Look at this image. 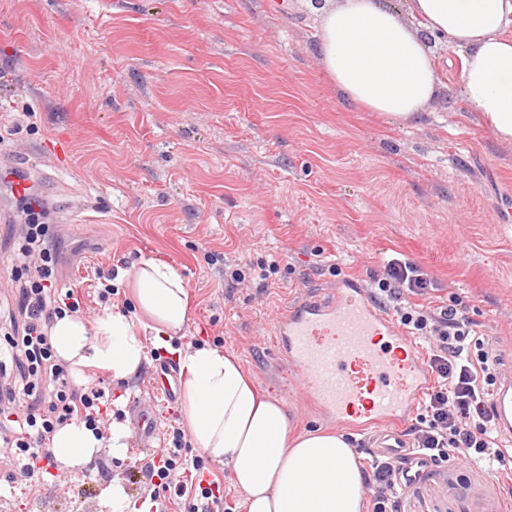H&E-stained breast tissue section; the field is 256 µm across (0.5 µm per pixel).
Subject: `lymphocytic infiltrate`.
<instances>
[{
  "mask_svg": "<svg viewBox=\"0 0 512 512\" xmlns=\"http://www.w3.org/2000/svg\"><path fill=\"white\" fill-rule=\"evenodd\" d=\"M30 220L21 228L8 286L24 316L23 333L0 342V369L14 366L12 379L0 382V416L8 427L0 440L12 450L11 469L27 475L31 488H40L53 461L50 438L55 429L72 421L101 430L112 410L98 384L76 386L53 356L49 329L56 318L81 310L74 290L56 286L59 243L49 225L34 220V205L23 202ZM435 289L433 278L409 258L384 260L374 279L373 299L391 312L408 336L428 348L433 383L420 402V411L407 434L415 454L429 465L454 461L484 464L512 486V452L502 448L490 400L494 385L492 350L475 354L473 322L457 301L426 303ZM171 444L155 451L141 465L146 481L157 482L171 499L189 498L188 512H212L220 500V486L204 479V462L183 461L185 433L170 430ZM401 462L387 455L373 456L365 471L369 512H399Z\"/></svg>",
  "mask_w": 512,
  "mask_h": 512,
  "instance_id": "1",
  "label": "lymphocytic infiltrate"
}]
</instances>
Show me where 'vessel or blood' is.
I'll return each instance as SVG.
<instances>
[{
    "label": "vessel or blood",
    "instance_id": "obj_1",
    "mask_svg": "<svg viewBox=\"0 0 512 512\" xmlns=\"http://www.w3.org/2000/svg\"><path fill=\"white\" fill-rule=\"evenodd\" d=\"M271 330L303 407L341 429H374L378 453L406 458L408 475L421 472L400 429L433 377L420 347L359 279L301 297ZM492 402L499 433H511L512 365L502 372Z\"/></svg>",
    "mask_w": 512,
    "mask_h": 512
}]
</instances>
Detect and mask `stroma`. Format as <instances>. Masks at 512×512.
I'll return each mask as SVG.
<instances>
[{
  "mask_svg": "<svg viewBox=\"0 0 512 512\" xmlns=\"http://www.w3.org/2000/svg\"><path fill=\"white\" fill-rule=\"evenodd\" d=\"M309 0H0V156L33 181L62 243L60 288L92 321L99 278L143 258L174 266L190 295L183 344L222 343L295 432L325 428L300 410L271 323L305 291L356 276L385 256L421 264L439 301L456 298L481 338L512 355V146L464 106L460 61L431 46L441 85L420 120L400 126L348 105L316 52ZM0 270L22 221L0 185ZM279 260L235 289L224 272ZM337 273H330V265ZM150 351L137 377L108 382L124 423L154 400L157 428L125 457L101 449L84 468L32 491L0 474V512H104L121 482L126 512H185L134 482L162 447L177 403L154 397ZM505 490L481 465H442L403 492L401 512H503Z\"/></svg>",
  "mask_w": 512,
  "mask_h": 512,
  "instance_id": "35a3bbf8",
  "label": "stroma"
}]
</instances>
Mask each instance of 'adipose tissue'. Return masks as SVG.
I'll list each match as a JSON object with an SVG mask.
<instances>
[{
  "label": "adipose tissue",
  "instance_id": "obj_1",
  "mask_svg": "<svg viewBox=\"0 0 512 512\" xmlns=\"http://www.w3.org/2000/svg\"><path fill=\"white\" fill-rule=\"evenodd\" d=\"M407 10L417 27L391 0L317 7V54L337 91L360 111L418 122L438 86L426 30L460 54L465 107L512 146V0H408ZM127 282L137 317L115 308L92 322L75 313L55 320L51 346L76 380L94 368L127 382L150 349L170 353L185 373L181 415L192 444L228 471L246 512H366L359 456L343 433L292 434L284 404L258 392L238 356L205 343L172 346L189 311L187 285L172 266L140 260ZM130 437L122 425L99 436L73 422L56 429L51 448L60 469L72 471L104 448L124 456Z\"/></svg>",
  "mask_w": 512,
  "mask_h": 512
}]
</instances>
